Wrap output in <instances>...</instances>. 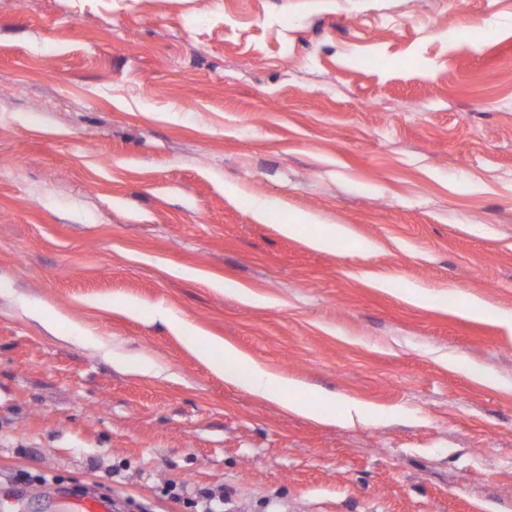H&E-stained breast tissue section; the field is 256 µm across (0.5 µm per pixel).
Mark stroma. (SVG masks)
Masks as SVG:
<instances>
[{"mask_svg": "<svg viewBox=\"0 0 512 512\" xmlns=\"http://www.w3.org/2000/svg\"><path fill=\"white\" fill-rule=\"evenodd\" d=\"M95 483L512 512V0H0V512ZM208 341L212 348L222 353L221 358H212L215 370L224 375L232 383L246 389L250 393L268 398L276 395L274 389L276 386L280 389L288 388V401L282 403L288 410L304 415L310 419L325 422H335L336 416L323 415L324 412L315 408L312 402L303 397H290L299 387L284 377H277L266 371L254 360L246 357L234 346L210 336H201Z\"/></svg>", "mask_w": 512, "mask_h": 512, "instance_id": "stroma-1", "label": "stroma"}]
</instances>
